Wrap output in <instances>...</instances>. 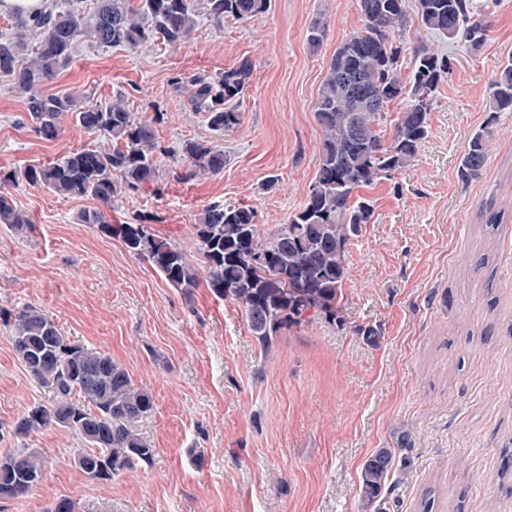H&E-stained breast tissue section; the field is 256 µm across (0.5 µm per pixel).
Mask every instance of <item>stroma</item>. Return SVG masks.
<instances>
[{"label": "stroma", "instance_id": "stroma-1", "mask_svg": "<svg viewBox=\"0 0 512 512\" xmlns=\"http://www.w3.org/2000/svg\"><path fill=\"white\" fill-rule=\"evenodd\" d=\"M477 3L490 22L479 49L407 35L402 74L420 41L454 62L430 134L410 165L364 191L375 214L349 247L338 319L309 312L270 348L258 344L242 304L203 286L184 294L120 240L80 223L95 200L11 188L32 229L18 235L0 224V305L45 311L64 336L109 354L149 390L154 410L136 428L156 456L102 482L75 466L81 443L63 429L11 438L23 413L53 395L0 328V453L22 446L46 462L41 484L23 500H0V512H47L61 497L76 512H362L361 468L380 448L398 462L381 512H512V470L502 468L512 445V211L498 224L479 219L487 201L512 195V112L493 129L482 175L456 176L512 56V0ZM319 15L328 27L313 51L306 30ZM363 25L356 0H271L247 21L219 27L200 16L176 46L105 48L87 37L44 91L102 106L120 98L142 121L164 113L154 127L169 148L156 162L160 193L118 195L105 215L144 221L191 252L192 226L209 206L249 205L268 236L304 204L323 137L313 104L336 47ZM246 60L241 124L214 135L175 80ZM26 111L0 76L2 172L109 143L69 117L56 139H44ZM196 138L216 140L224 169L176 181V151Z\"/></svg>", "mask_w": 512, "mask_h": 512}]
</instances>
